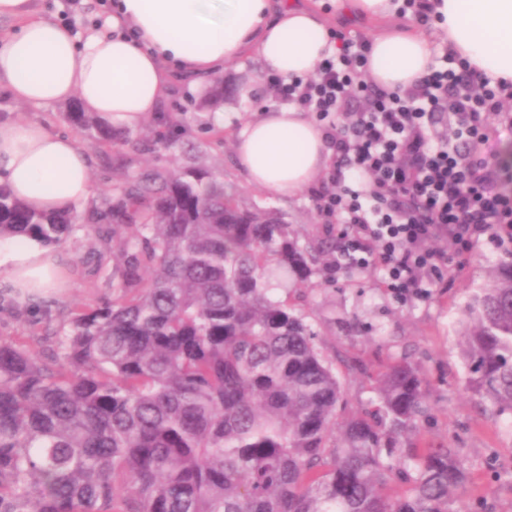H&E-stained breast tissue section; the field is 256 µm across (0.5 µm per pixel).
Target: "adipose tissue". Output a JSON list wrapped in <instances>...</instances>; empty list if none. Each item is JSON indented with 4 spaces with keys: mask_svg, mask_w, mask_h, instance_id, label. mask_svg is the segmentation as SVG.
<instances>
[{
    "mask_svg": "<svg viewBox=\"0 0 512 512\" xmlns=\"http://www.w3.org/2000/svg\"><path fill=\"white\" fill-rule=\"evenodd\" d=\"M371 32L367 71L379 86L406 90L427 74L430 39L398 20L403 0H339ZM435 32L482 72L512 82V0H430ZM14 28L0 38V90L38 109L78 98L84 111L125 129L160 111L172 78L217 76L255 56L262 72L311 75L336 53L330 22L313 0H114L101 23L74 29L40 16L36 0H0ZM236 167L248 185L298 195L324 176L326 127L297 107L266 106L234 133ZM0 184L37 211L90 202L85 155L75 138L36 120L0 123ZM65 254L34 242L0 248V288L39 298L67 285Z\"/></svg>",
    "mask_w": 512,
    "mask_h": 512,
    "instance_id": "1",
    "label": "adipose tissue"
}]
</instances>
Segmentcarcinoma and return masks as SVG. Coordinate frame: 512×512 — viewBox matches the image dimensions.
<instances>
[{"instance_id":"obj_1","label":"carcinoma","mask_w":512,"mask_h":512,"mask_svg":"<svg viewBox=\"0 0 512 512\" xmlns=\"http://www.w3.org/2000/svg\"><path fill=\"white\" fill-rule=\"evenodd\" d=\"M68 118L112 151L94 114ZM79 221L0 185V239L51 247ZM91 221L117 249L112 299L72 311L49 362L0 342V512H448L466 470L461 449L420 435L416 362L387 365L379 404L340 417L336 354L268 287L277 270L305 287L336 240L301 245L195 164L130 172ZM465 314L472 382L512 410L511 261Z\"/></svg>"}]
</instances>
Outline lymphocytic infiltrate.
I'll use <instances>...</instances> for the list:
<instances>
[{
	"mask_svg": "<svg viewBox=\"0 0 512 512\" xmlns=\"http://www.w3.org/2000/svg\"><path fill=\"white\" fill-rule=\"evenodd\" d=\"M330 39L339 50L313 76L266 80L278 101L327 124L335 164L311 194L327 223L347 226L337 266L380 269L399 300L425 298L448 263L432 245L439 235L461 249L484 235L512 239V168L490 161L512 131V83L447 53L412 88L387 92L367 76V39ZM442 114L448 140L436 129Z\"/></svg>",
	"mask_w": 512,
	"mask_h": 512,
	"instance_id": "1",
	"label": "lymphocytic infiltrate"
}]
</instances>
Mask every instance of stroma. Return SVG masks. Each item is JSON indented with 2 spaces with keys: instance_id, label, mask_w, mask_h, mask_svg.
Instances as JSON below:
<instances>
[{
  "instance_id": "obj_1",
  "label": "stroma",
  "mask_w": 512,
  "mask_h": 512,
  "mask_svg": "<svg viewBox=\"0 0 512 512\" xmlns=\"http://www.w3.org/2000/svg\"><path fill=\"white\" fill-rule=\"evenodd\" d=\"M108 2L39 0V7L45 16L81 28L99 21ZM222 79L224 104L216 110L200 106L207 84L191 87L173 82L167 109L182 117L183 126L173 129L159 118L145 120L136 132L148 149L125 160L115 153L102 155L89 138L78 136L67 117L70 103L46 106L38 115L55 131L76 137L99 195L122 184L128 170L170 169L192 157L206 168L221 171L225 187L240 190L248 208L275 213L313 239L339 236L342 225L325 226L309 192L279 198L246 184L236 168L232 134L251 112L274 104L275 92L258 63L249 58L227 67ZM173 134L182 143L197 144L194 156H187L181 147L168 148L166 138ZM435 245L448 254L446 285L431 289L426 298L402 303L380 288L377 271L334 276L329 265L321 264L296 306L309 314L326 347L335 350L336 374L350 409L370 408L378 402L374 380L362 375L359 365L373 369L407 355L419 361L429 381L432 407L422 434L460 447L465 459L467 481L452 494L450 512H512V413H498L471 391L472 375L461 336L467 303L485 283L490 268L512 261V240L484 235L465 252L445 236L436 239ZM62 246L69 257L67 288L41 304L0 297V341L24 338L42 358L54 349L55 335L71 310L112 296V258L104 254L100 239L78 229Z\"/></svg>"
}]
</instances>
